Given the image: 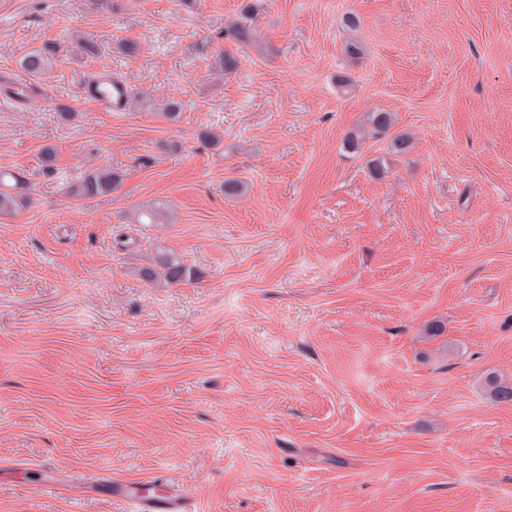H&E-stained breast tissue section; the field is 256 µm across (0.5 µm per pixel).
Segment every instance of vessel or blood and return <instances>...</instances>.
I'll return each instance as SVG.
<instances>
[{"instance_id":"b4317fda","label":"vessel or blood","mask_w":512,"mask_h":512,"mask_svg":"<svg viewBox=\"0 0 512 512\" xmlns=\"http://www.w3.org/2000/svg\"><path fill=\"white\" fill-rule=\"evenodd\" d=\"M80 94L86 102L105 111L124 109L125 87L111 76L86 79ZM107 491L114 500L133 503L138 512H197L199 501L194 488L170 478H116L109 482Z\"/></svg>"}]
</instances>
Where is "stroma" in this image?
<instances>
[{
    "instance_id": "35a3bbf8",
    "label": "stroma",
    "mask_w": 512,
    "mask_h": 512,
    "mask_svg": "<svg viewBox=\"0 0 512 512\" xmlns=\"http://www.w3.org/2000/svg\"><path fill=\"white\" fill-rule=\"evenodd\" d=\"M243 3L0 0V81L36 96L0 105L34 199L0 217V512H127L85 479L158 472L201 512H512V402L485 386L512 379V0H259L254 47L224 37ZM68 30L98 54L20 68ZM100 71L180 118L85 103ZM380 110L410 151L344 148ZM91 162L123 186L72 194ZM154 201L170 223H133ZM169 250L194 279L149 285Z\"/></svg>"
}]
</instances>
